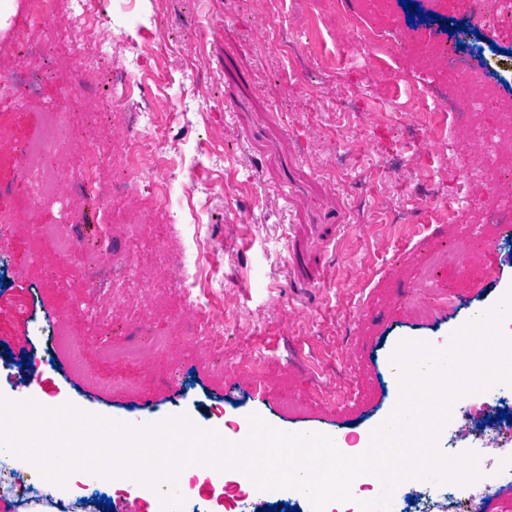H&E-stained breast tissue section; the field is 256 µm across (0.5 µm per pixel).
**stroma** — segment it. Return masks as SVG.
<instances>
[{
	"label": "stroma",
	"mask_w": 512,
	"mask_h": 512,
	"mask_svg": "<svg viewBox=\"0 0 512 512\" xmlns=\"http://www.w3.org/2000/svg\"><path fill=\"white\" fill-rule=\"evenodd\" d=\"M152 66L173 79L172 103L207 99L211 107L193 123L166 126L182 162L176 174L188 186L178 205L185 221L168 233L170 267L196 255L202 280L195 293L205 307L194 321L208 331L224 318L223 375L212 370L214 352L177 342L149 352L146 366H109L130 377L136 390L102 393L56 358L50 336L54 314L74 307L105 311L111 335L137 321L163 328L186 311L179 289L162 280L112 298L109 282L75 273L49 242H35L34 227L65 220V199L30 209L29 188L16 172V148L41 127L43 114L0 90V207L21 216L0 240V396L43 395L50 403L81 404L89 414L119 421L151 406L169 418L184 415L197 427L243 430L257 412L271 426L304 429L340 440L362 436L394 410L400 390L390 364L401 341L441 342L466 324L473 310L493 307L512 291V232H494L476 208L451 214L419 207L413 187L447 196L454 161L447 142L422 156L388 104L387 84L401 91L427 78L420 55L395 58L386 83H367L361 68L301 59L307 46L330 43L323 25L311 24L283 4L280 20L262 0H174L176 23L148 36L152 0H105ZM354 28L372 27L392 39L408 29L401 0L372 7L344 0ZM25 0H9L0 13V71L24 72L30 59L12 52L11 29ZM295 35L294 50L275 38L278 24ZM512 34L481 33L471 45L472 67L512 98ZM349 97V111L336 101ZM368 130L367 145L355 139ZM415 210L410 223H395ZM461 233L496 237L493 257L477 253L467 275L446 274L449 304L418 316L403 302L422 274L427 250ZM497 276L482 278L486 263ZM262 359V382L245 367ZM183 378L182 388L167 383ZM324 391L310 393L312 379Z\"/></svg>",
	"instance_id": "35a3bbf8"
}]
</instances>
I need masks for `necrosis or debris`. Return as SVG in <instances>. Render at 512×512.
<instances>
[{"instance_id":"1","label":"necrosis or debris","mask_w":512,"mask_h":512,"mask_svg":"<svg viewBox=\"0 0 512 512\" xmlns=\"http://www.w3.org/2000/svg\"><path fill=\"white\" fill-rule=\"evenodd\" d=\"M56 3L57 0H27L24 17L13 27L12 44L16 51L32 57L35 66L25 74L0 76V85L11 87L23 100L36 103L39 86L50 78L45 58L50 50L63 46L73 55L78 68H86L92 61L108 67L112 94L100 99L92 109L47 110L43 129L19 146L16 167L30 185L32 207H41L47 199L61 195L74 207L92 200L99 204L105 224L117 226L120 235L115 238L102 233L98 260L92 264L84 258L77 225L41 224L36 228V236L53 243L78 272L90 270L98 274L108 269L113 282L139 288L143 285V272L149 268L183 292H190L197 284L196 272L186 265L176 271L167 266L165 239L152 233L150 219L130 202L141 185L150 184L157 210L169 222L178 219L171 205L176 181L174 168L160 162L168 143L156 100L144 99L136 112L122 109L141 59L131 53V44L124 35L93 40V30L109 22L101 9L102 0H74L71 25L63 31L51 24ZM415 50L430 61L429 80L407 93L402 109L411 117L407 129L415 136L420 153L428 154L437 136L456 145L462 131L467 132L474 152L473 159L457 171L455 194L447 198L426 195L425 205L435 209L477 205L484 223L511 225L512 157L503 155L500 144L512 139V101L502 98L496 86L486 79L468 80L472 66L460 52L443 54L422 44L416 45ZM490 110L496 118L489 123L482 115ZM115 112L120 113V121L113 123L110 133L92 136L82 155L77 182L68 190H61L53 165L59 143L77 125ZM117 150L121 151L123 161L111 181H103L100 170ZM481 185L487 186L489 193L478 202L474 190ZM473 253V242L457 237L445 249L429 255L424 261V276L406 293L410 308L427 313L442 305L446 300L441 286L444 274L458 271ZM459 407L477 440L499 448V458L512 455V385L499 382L486 390L462 395ZM499 458L478 456L479 471H495ZM181 475L182 497L185 502L201 506L203 512H246L247 501L255 491L254 485L243 481L236 469L218 472L195 464L184 468ZM75 477L85 492L72 501L55 497L39 483L29 482L21 512H34L38 506L47 507L49 512H101L94 496L88 495V488L104 486L117 496L131 487L124 477L107 479L82 470L76 471Z\"/></svg>"}]
</instances>
